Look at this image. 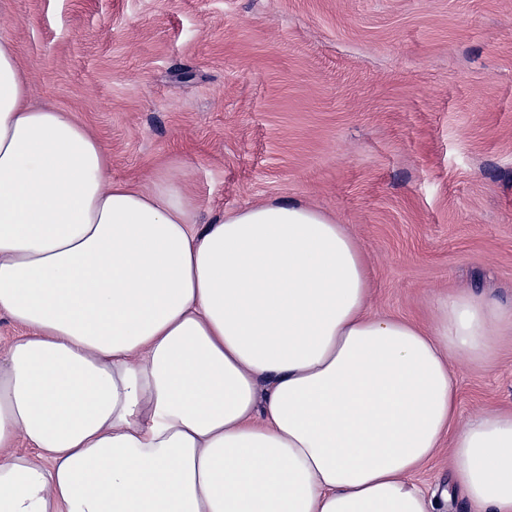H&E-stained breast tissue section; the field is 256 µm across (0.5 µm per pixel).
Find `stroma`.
Listing matches in <instances>:
<instances>
[{
  "mask_svg": "<svg viewBox=\"0 0 512 512\" xmlns=\"http://www.w3.org/2000/svg\"><path fill=\"white\" fill-rule=\"evenodd\" d=\"M37 101L113 179L201 217L298 200L368 259L371 309L512 302V0H0ZM458 417L512 408V340L454 358Z\"/></svg>",
  "mask_w": 512,
  "mask_h": 512,
  "instance_id": "stroma-1",
  "label": "stroma"
}]
</instances>
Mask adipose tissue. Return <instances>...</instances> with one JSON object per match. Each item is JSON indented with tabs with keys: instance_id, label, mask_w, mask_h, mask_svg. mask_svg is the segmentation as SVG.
<instances>
[{
	"instance_id": "obj_1",
	"label": "adipose tissue",
	"mask_w": 512,
	"mask_h": 512,
	"mask_svg": "<svg viewBox=\"0 0 512 512\" xmlns=\"http://www.w3.org/2000/svg\"><path fill=\"white\" fill-rule=\"evenodd\" d=\"M32 95L0 37V312L28 330L0 356V512H435L412 476L445 446L444 498L512 512V410L459 422L450 363L490 361L512 305L374 314L328 214L271 201L196 228L180 183L113 180Z\"/></svg>"
}]
</instances>
